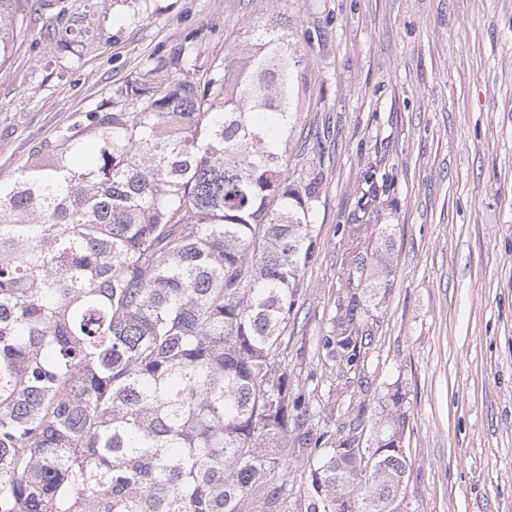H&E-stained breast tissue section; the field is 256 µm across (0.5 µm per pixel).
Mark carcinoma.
I'll use <instances>...</instances> for the list:
<instances>
[{"label": "carcinoma", "instance_id": "carcinoma-1", "mask_svg": "<svg viewBox=\"0 0 512 512\" xmlns=\"http://www.w3.org/2000/svg\"><path fill=\"white\" fill-rule=\"evenodd\" d=\"M27 5L0 0V64ZM285 28L222 57L186 37L0 180V512H281L290 444L305 512L402 503L406 393L371 408L367 370L396 278L372 165L321 339L354 395L341 426L312 427L279 361L321 187L288 175L305 76ZM46 34L76 55L86 30Z\"/></svg>", "mask_w": 512, "mask_h": 512}]
</instances>
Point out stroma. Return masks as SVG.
<instances>
[{
  "label": "stroma",
  "instance_id": "1",
  "mask_svg": "<svg viewBox=\"0 0 512 512\" xmlns=\"http://www.w3.org/2000/svg\"><path fill=\"white\" fill-rule=\"evenodd\" d=\"M86 14L80 58L57 51ZM288 19L306 86L288 170L321 174L306 268L281 361L335 429L348 401L320 352L363 171L389 177L397 280L369 353L376 390L406 394L404 512H512V0H81L29 8L0 65V179L111 99L148 60L195 34L223 55L251 24Z\"/></svg>",
  "mask_w": 512,
  "mask_h": 512
}]
</instances>
